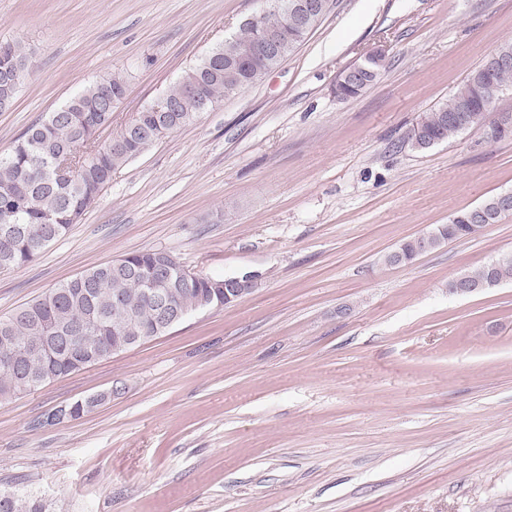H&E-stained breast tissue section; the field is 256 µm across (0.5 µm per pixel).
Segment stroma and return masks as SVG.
Returning a JSON list of instances; mask_svg holds the SVG:
<instances>
[{"label": "stroma", "mask_w": 512, "mask_h": 512, "mask_svg": "<svg viewBox=\"0 0 512 512\" xmlns=\"http://www.w3.org/2000/svg\"><path fill=\"white\" fill-rule=\"evenodd\" d=\"M262 0H0L35 65L0 153L84 86L127 80L113 130ZM512 42V0H333L261 82L112 174L79 224L0 270V316L85 269L163 250L255 290L0 404V486L59 512H512V283H448L512 253V214L388 266L403 240L512 191V139L403 146ZM379 76L337 99L375 49ZM112 399L77 421L44 414ZM259 278L257 272H242L224 276V306L232 304L242 297L250 294Z\"/></svg>", "instance_id": "1"}]
</instances>
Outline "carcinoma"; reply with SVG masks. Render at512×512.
<instances>
[{
    "instance_id": "cac0c4a2",
    "label": "carcinoma",
    "mask_w": 512,
    "mask_h": 512,
    "mask_svg": "<svg viewBox=\"0 0 512 512\" xmlns=\"http://www.w3.org/2000/svg\"><path fill=\"white\" fill-rule=\"evenodd\" d=\"M284 10L255 14V23L226 38L198 64L184 71L163 96L174 111L156 125L150 109L137 112L131 132L124 125L112 132V113L104 111L106 95L122 102L126 81L104 77L86 86L59 109L32 123L16 140L11 152L0 155V219L28 233L0 235V270L35 261L47 243L66 235L110 182L112 172L148 150L167 134L201 116V99L212 104L236 95L261 81L267 72L292 56L310 34L285 25ZM288 28V38L272 56L257 57L251 45L257 33ZM34 65L33 56L19 43L0 42V76H23ZM512 86V66L487 59L473 70L455 93L425 113L404 144L425 151L445 143L459 132V123L473 120L483 134L499 142L512 137V112L485 124L493 90ZM20 83H0V111L10 107ZM470 210L456 213L446 224L401 242L386 254L388 264L407 265L423 253L473 232ZM157 251L146 250L122 257L128 269L112 265L90 268L64 280L7 317L0 316V358L15 360L12 371L0 369V403L26 392L30 381L46 384L85 369L136 342L159 336L156 310L145 296L137 276L153 272ZM465 277L474 283L497 287L512 281V255H501ZM214 288L206 275L172 289L171 302L180 310L204 308ZM0 512H54L52 502L25 489H9Z\"/></svg>"
}]
</instances>
